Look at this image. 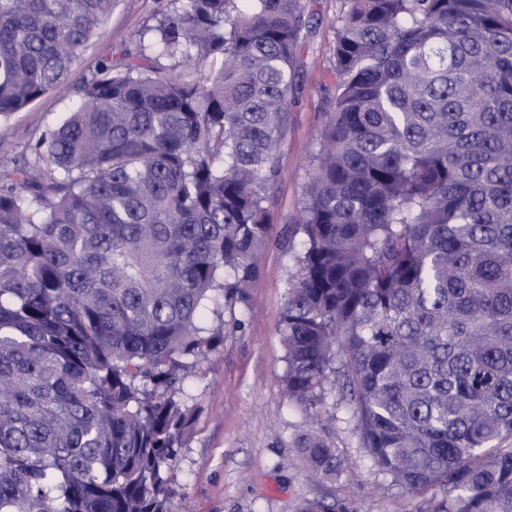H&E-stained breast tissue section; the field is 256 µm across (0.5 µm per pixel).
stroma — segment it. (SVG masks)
<instances>
[{"instance_id":"stroma-1","label":"stroma","mask_w":512,"mask_h":512,"mask_svg":"<svg viewBox=\"0 0 512 512\" xmlns=\"http://www.w3.org/2000/svg\"><path fill=\"white\" fill-rule=\"evenodd\" d=\"M173 7L172 0H114L68 79L69 92H49L0 119V163L74 109L77 88L101 58L120 60L122 49L150 38L157 18ZM346 9L347 0H304L297 98L278 147L280 176L269 190L276 216L272 240L257 257L259 275L246 303L224 305L223 341L184 385V398L198 413L169 473L172 512H295L304 498L343 504L348 512H402L407 505L403 491L364 457L335 393L326 398L322 416L349 467L336 481L316 479L296 452L313 425L289 404L282 383L286 362L278 327L294 267L286 245L289 222L301 206L316 139L333 109L337 28Z\"/></svg>"}]
</instances>
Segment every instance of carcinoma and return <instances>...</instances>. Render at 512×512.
Returning a JSON list of instances; mask_svg holds the SVG:
<instances>
[{
	"label": "carcinoma",
	"mask_w": 512,
	"mask_h": 512,
	"mask_svg": "<svg viewBox=\"0 0 512 512\" xmlns=\"http://www.w3.org/2000/svg\"><path fill=\"white\" fill-rule=\"evenodd\" d=\"M112 2L0 0L1 118L66 85ZM177 2L0 165V512H169L184 383L258 275L303 0ZM184 57L220 65L165 73ZM335 66L288 402L317 417L339 388L409 512H512V0H348ZM298 453L346 471L329 433Z\"/></svg>",
	"instance_id": "carcinoma-1"
}]
</instances>
